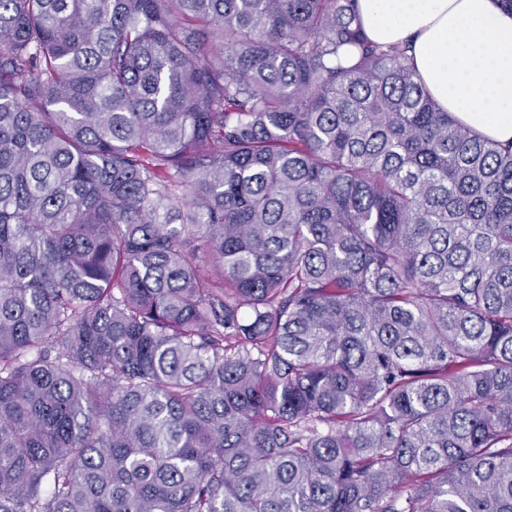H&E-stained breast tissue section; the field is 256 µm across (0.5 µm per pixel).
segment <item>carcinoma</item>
Here are the masks:
<instances>
[{
  "mask_svg": "<svg viewBox=\"0 0 512 512\" xmlns=\"http://www.w3.org/2000/svg\"><path fill=\"white\" fill-rule=\"evenodd\" d=\"M358 0H0V512H512V145Z\"/></svg>",
  "mask_w": 512,
  "mask_h": 512,
  "instance_id": "cac0c4a2",
  "label": "carcinoma"
}]
</instances>
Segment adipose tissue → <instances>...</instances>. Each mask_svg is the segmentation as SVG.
<instances>
[{
  "instance_id": "adipose-tissue-1",
  "label": "adipose tissue",
  "mask_w": 512,
  "mask_h": 512,
  "mask_svg": "<svg viewBox=\"0 0 512 512\" xmlns=\"http://www.w3.org/2000/svg\"><path fill=\"white\" fill-rule=\"evenodd\" d=\"M367 36L409 43L438 106L484 137L512 142V9L501 0H358Z\"/></svg>"
}]
</instances>
